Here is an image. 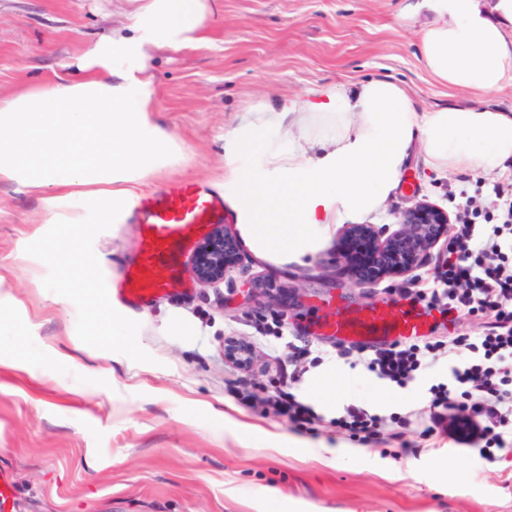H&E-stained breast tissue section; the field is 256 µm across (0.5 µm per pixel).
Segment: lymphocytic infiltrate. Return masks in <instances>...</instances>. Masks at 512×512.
I'll return each instance as SVG.
<instances>
[{"instance_id":"1","label":"lymphocytic infiltrate","mask_w":512,"mask_h":512,"mask_svg":"<svg viewBox=\"0 0 512 512\" xmlns=\"http://www.w3.org/2000/svg\"><path fill=\"white\" fill-rule=\"evenodd\" d=\"M466 207L448 238V256L437 269L436 287L420 292L435 310L480 314L487 322L474 336L450 340L395 341L375 348L338 350L349 367L365 365L377 378L407 387L425 368L444 359L446 381L431 385L429 405L409 412L406 425L435 436L449 410L461 401L491 427L481 458L494 460L512 446V180L488 183L485 190L459 187ZM336 428L368 443L391 438V417L350 404L333 420Z\"/></svg>"}]
</instances>
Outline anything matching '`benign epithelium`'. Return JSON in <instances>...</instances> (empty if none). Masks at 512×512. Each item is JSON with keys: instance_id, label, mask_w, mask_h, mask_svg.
I'll list each match as a JSON object with an SVG mask.
<instances>
[{"instance_id": "benign-epithelium-1", "label": "benign epithelium", "mask_w": 512, "mask_h": 512, "mask_svg": "<svg viewBox=\"0 0 512 512\" xmlns=\"http://www.w3.org/2000/svg\"><path fill=\"white\" fill-rule=\"evenodd\" d=\"M450 217L444 209L420 200L398 214L395 229L382 233L373 224H351L345 234L354 244L374 252L375 277H405L421 267L448 234ZM242 252L237 235L224 224L194 248L192 274L205 287L217 286L239 268Z\"/></svg>"}]
</instances>
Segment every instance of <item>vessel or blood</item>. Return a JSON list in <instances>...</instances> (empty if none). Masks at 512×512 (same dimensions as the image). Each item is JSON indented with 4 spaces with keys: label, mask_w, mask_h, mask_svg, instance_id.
I'll return each mask as SVG.
<instances>
[{
    "label": "vessel or blood",
    "mask_w": 512,
    "mask_h": 512,
    "mask_svg": "<svg viewBox=\"0 0 512 512\" xmlns=\"http://www.w3.org/2000/svg\"><path fill=\"white\" fill-rule=\"evenodd\" d=\"M132 212L140 236L138 259L124 269L119 288L107 294L108 302L129 308L170 294L165 271L174 269L183 252L210 225L223 223L224 198L201 183L178 181L137 199ZM435 320L433 310L425 306L401 304L347 308L321 328L344 342L376 346L427 336Z\"/></svg>",
    "instance_id": "b4317fda"
}]
</instances>
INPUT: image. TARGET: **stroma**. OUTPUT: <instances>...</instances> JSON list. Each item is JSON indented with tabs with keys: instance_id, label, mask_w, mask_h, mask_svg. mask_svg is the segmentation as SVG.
Returning <instances> with one entry per match:
<instances>
[{
	"instance_id": "35a3bbf8",
	"label": "stroma",
	"mask_w": 512,
	"mask_h": 512,
	"mask_svg": "<svg viewBox=\"0 0 512 512\" xmlns=\"http://www.w3.org/2000/svg\"><path fill=\"white\" fill-rule=\"evenodd\" d=\"M402 0H215L208 43L154 52L157 118L183 159L157 177L217 188L224 136L244 112L307 98L320 86L388 78L421 109L461 100L435 81L418 52L419 22ZM132 0H0V97L50 81L96 41L123 28ZM489 174L429 170L409 161L374 224L395 223L413 201L456 216L459 186ZM55 189L0 183V469L17 512H512V449L478 454L486 417L449 410L448 430L426 437L403 423L445 380L438 362L406 388L335 363L336 338L315 327L341 307L396 304L431 286L446 254L435 248L413 277L356 280L340 254L341 229L305 265L244 251L240 272L217 287L196 283L184 253L180 289L135 310L112 311L108 288L137 255L134 224H53ZM284 322L309 350L291 391L326 417L353 403L397 417L395 436L362 444L331 425L292 428L266 405L287 351L255 349L247 372L258 400L228 392L238 373L224 341H253ZM335 365L336 402L312 393ZM272 437L273 448L258 447Z\"/></svg>"
}]
</instances>
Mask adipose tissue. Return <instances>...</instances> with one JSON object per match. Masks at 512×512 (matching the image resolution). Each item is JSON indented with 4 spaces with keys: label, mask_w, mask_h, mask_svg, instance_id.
<instances>
[{
    "label": "adipose tissue",
    "mask_w": 512,
    "mask_h": 512,
    "mask_svg": "<svg viewBox=\"0 0 512 512\" xmlns=\"http://www.w3.org/2000/svg\"><path fill=\"white\" fill-rule=\"evenodd\" d=\"M210 0H137L132 23L99 40L65 75L0 98V182L27 192L80 188L111 200L96 223H123L139 193L179 157L156 118L151 53L204 43ZM428 12L421 59L467 101L419 109L375 78L277 111L245 113L224 138V200L260 260L305 263L337 224L381 214L414 150L448 173L512 164V111L483 96L512 86V0H405Z\"/></svg>",
    "instance_id": "obj_1"
}]
</instances>
